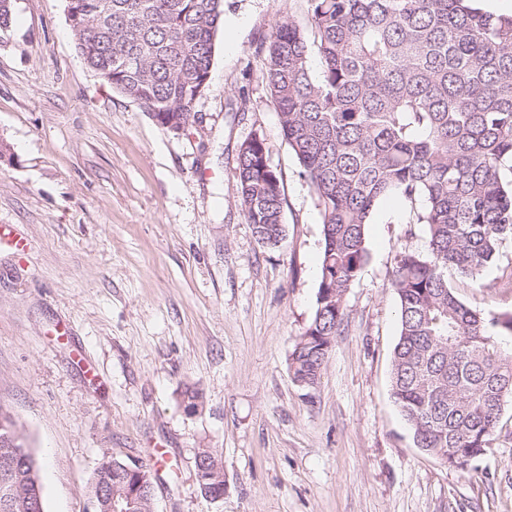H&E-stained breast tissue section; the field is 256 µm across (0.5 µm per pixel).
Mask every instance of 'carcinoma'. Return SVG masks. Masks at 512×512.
Here are the masks:
<instances>
[{
  "mask_svg": "<svg viewBox=\"0 0 512 512\" xmlns=\"http://www.w3.org/2000/svg\"><path fill=\"white\" fill-rule=\"evenodd\" d=\"M86 66L184 134L210 86L224 0H65ZM305 27L282 16L264 37L263 73L284 139L315 195L323 250L315 315L289 369L314 388L344 321L349 288L368 260L366 224L380 199L421 202L427 253L401 251L391 395L416 447L450 466L481 457L512 400V312L484 315L448 285L479 280L512 236V14L480 0H308ZM318 70H313L312 51ZM239 203L258 242L283 239L284 188L256 136L238 150ZM203 484L224 491L213 451ZM162 460L136 471L104 456L96 476L132 512H153ZM44 496L40 468L0 405V512Z\"/></svg>",
  "mask_w": 512,
  "mask_h": 512,
  "instance_id": "obj_1",
  "label": "carcinoma"
}]
</instances>
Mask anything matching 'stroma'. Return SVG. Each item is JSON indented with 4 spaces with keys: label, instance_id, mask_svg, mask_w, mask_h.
Instances as JSON below:
<instances>
[{
    "label": "stroma",
    "instance_id": "stroma-1",
    "mask_svg": "<svg viewBox=\"0 0 512 512\" xmlns=\"http://www.w3.org/2000/svg\"><path fill=\"white\" fill-rule=\"evenodd\" d=\"M307 0H224L199 121L175 136L88 69L64 0H14L0 38V404L17 419L45 512H88L103 455L162 457L153 512H512V405L485 454L455 468L416 448L391 397L399 251L426 253L409 201L380 202L369 260L317 389L288 368L312 319L322 224L263 80V37ZM263 138L285 235L258 242L238 204L240 145ZM472 309L512 311V239ZM202 394L194 409L180 394ZM224 467L203 496L195 455ZM200 452L209 460L208 467L202 475L203 484L212 493L224 491V469L213 451L209 448H201Z\"/></svg>",
    "mask_w": 512,
    "mask_h": 512
}]
</instances>
